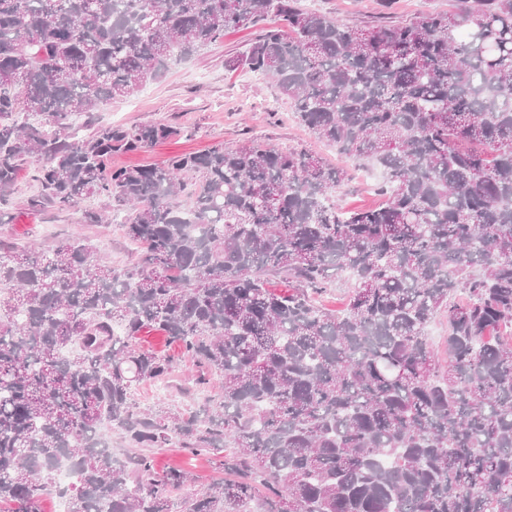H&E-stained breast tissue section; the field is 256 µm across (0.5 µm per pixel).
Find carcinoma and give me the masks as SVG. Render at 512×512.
I'll return each mask as SVG.
<instances>
[{
	"label": "carcinoma",
	"instance_id": "1",
	"mask_svg": "<svg viewBox=\"0 0 512 512\" xmlns=\"http://www.w3.org/2000/svg\"><path fill=\"white\" fill-rule=\"evenodd\" d=\"M250 26L226 65L275 78L342 164L247 140L118 167L185 130L72 133ZM350 161L382 167L384 203L336 207ZM24 170L28 209L119 223L140 254L0 241L7 512H42L63 462L68 512H512V0L353 26L300 0H0V206ZM346 271V307L323 310ZM148 330L219 391L140 406L174 367L136 346ZM114 432L220 454L224 478L183 497L186 472L118 461Z\"/></svg>",
	"mask_w": 512,
	"mask_h": 512
}]
</instances>
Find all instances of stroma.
I'll return each mask as SVG.
<instances>
[{
    "label": "stroma",
    "mask_w": 512,
    "mask_h": 512,
    "mask_svg": "<svg viewBox=\"0 0 512 512\" xmlns=\"http://www.w3.org/2000/svg\"><path fill=\"white\" fill-rule=\"evenodd\" d=\"M314 8L347 25L374 20L380 11L378 0H315ZM258 33L255 27L228 32L220 43L173 59L159 80L148 84L134 97L100 106L95 112V122L99 125L132 126L163 121L185 130L184 135L149 149L116 155L113 164L161 166L179 154L201 152L218 144L233 147L250 139L277 149H306L330 163H337L335 149L317 141L298 123L274 81L242 68L226 67V60L245 51ZM35 192L28 174H21L9 197L13 220L0 224V240L15 239L22 243L30 240L47 247L57 236L79 234L94 244L97 256L113 266L121 267L134 260V247L120 225L80 224L73 212L55 208L30 211L26 202ZM139 343L176 361L173 378L164 389H157L153 384L137 388L136 398L141 406L165 400L182 407H197L202 397L194 385L196 366L182 356L177 346L169 344L162 333L144 334ZM151 457L157 472L185 470L198 488L224 475L221 464L205 452L155 448Z\"/></svg>",
    "instance_id": "obj_1"
}]
</instances>
